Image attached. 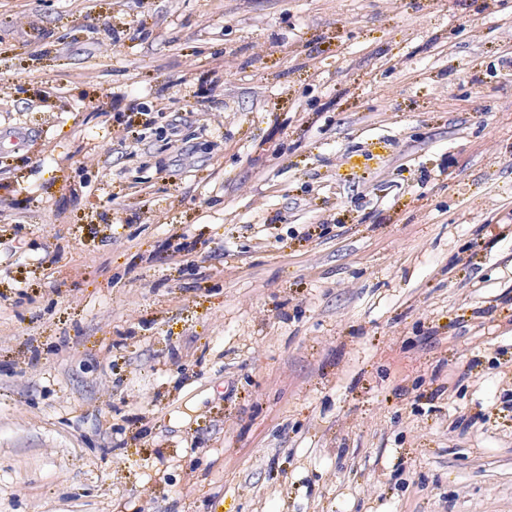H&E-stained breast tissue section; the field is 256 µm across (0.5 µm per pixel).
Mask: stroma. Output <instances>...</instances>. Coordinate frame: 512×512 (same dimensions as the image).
<instances>
[{"label": "stroma", "mask_w": 512, "mask_h": 512, "mask_svg": "<svg viewBox=\"0 0 512 512\" xmlns=\"http://www.w3.org/2000/svg\"><path fill=\"white\" fill-rule=\"evenodd\" d=\"M0 512H512V0H0Z\"/></svg>", "instance_id": "1"}]
</instances>
